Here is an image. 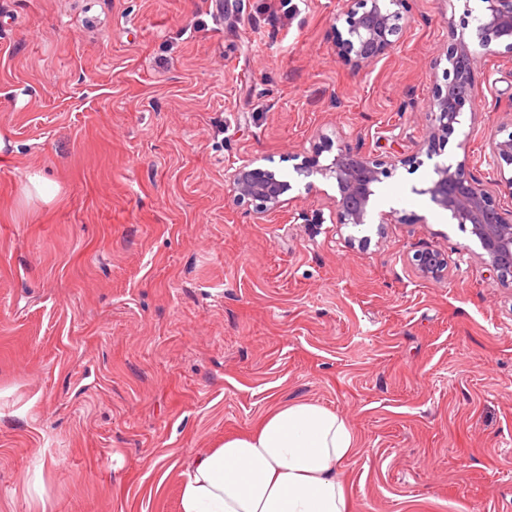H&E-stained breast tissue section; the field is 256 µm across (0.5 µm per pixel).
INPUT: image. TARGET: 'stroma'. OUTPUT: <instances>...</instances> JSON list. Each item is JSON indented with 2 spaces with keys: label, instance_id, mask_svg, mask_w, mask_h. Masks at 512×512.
Returning <instances> with one entry per match:
<instances>
[{
  "label": "stroma",
  "instance_id": "1",
  "mask_svg": "<svg viewBox=\"0 0 512 512\" xmlns=\"http://www.w3.org/2000/svg\"><path fill=\"white\" fill-rule=\"evenodd\" d=\"M341 0H0V512H180L182 474L279 403L353 428L354 512H512V284L410 160L480 0H410L390 54L341 58ZM439 160L512 134V62ZM346 134L407 156L360 247L296 172ZM291 184L256 219L244 161ZM37 177L49 200L29 198ZM447 254L422 278L415 253Z\"/></svg>",
  "mask_w": 512,
  "mask_h": 512
}]
</instances>
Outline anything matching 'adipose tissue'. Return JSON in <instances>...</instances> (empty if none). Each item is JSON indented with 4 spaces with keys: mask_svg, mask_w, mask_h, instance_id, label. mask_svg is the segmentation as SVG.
Here are the masks:
<instances>
[{
    "mask_svg": "<svg viewBox=\"0 0 512 512\" xmlns=\"http://www.w3.org/2000/svg\"><path fill=\"white\" fill-rule=\"evenodd\" d=\"M357 447L336 412L294 400L225 437L185 472L181 512H352L339 468Z\"/></svg>",
    "mask_w": 512,
    "mask_h": 512,
    "instance_id": "1",
    "label": "adipose tissue"
}]
</instances>
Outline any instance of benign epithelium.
<instances>
[{"instance_id": "benign-epithelium-1", "label": "benign epithelium", "mask_w": 512, "mask_h": 512, "mask_svg": "<svg viewBox=\"0 0 512 512\" xmlns=\"http://www.w3.org/2000/svg\"><path fill=\"white\" fill-rule=\"evenodd\" d=\"M482 3L476 26L482 54L470 49L464 33L451 32V43L445 53L448 83L427 104L424 132L415 142L417 150L429 156L436 154L440 141L460 124L463 112L475 111L474 71L480 56L498 53L499 46L512 54V0H482ZM342 6L347 37L340 42L341 58L357 70L387 56L410 19L408 0H343ZM484 161L495 168V179H488L480 166H471L464 160L455 165L438 163L434 167L435 178L419 193L429 196L438 208L448 212L454 223L470 227L471 236L480 248L478 257L497 281L508 282L512 280V219L504 217L493 193L504 187L512 190V175L505 172V166L512 167V134L504 140L489 136ZM406 162L405 157L395 154L371 157L343 142L329 162L321 163L318 154L307 160L304 172L334 181L336 195L331 197L330 223L351 229L348 240L364 246L371 242V237L366 235L369 226L377 224L376 234L380 235L384 225L394 222L393 211L374 213L373 199L377 185L389 171ZM227 190L233 199L254 204L261 218L292 203L286 197L289 182L253 160L235 169ZM413 264L423 278L448 273V255L438 251L415 254Z\"/></svg>"}]
</instances>
